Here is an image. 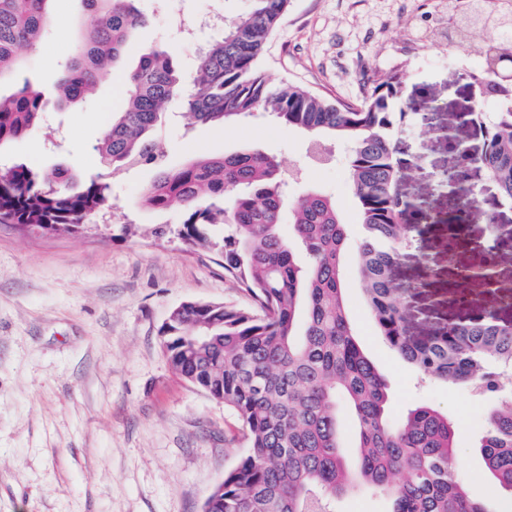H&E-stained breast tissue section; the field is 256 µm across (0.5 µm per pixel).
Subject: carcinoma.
I'll use <instances>...</instances> for the list:
<instances>
[{
	"instance_id": "1",
	"label": "carcinoma",
	"mask_w": 512,
	"mask_h": 512,
	"mask_svg": "<svg viewBox=\"0 0 512 512\" xmlns=\"http://www.w3.org/2000/svg\"><path fill=\"white\" fill-rule=\"evenodd\" d=\"M52 0H0V83L23 66L17 50L41 37ZM89 12L77 55L57 84L71 103L92 90L107 62L119 63L145 19L133 0H84ZM290 0H250L247 13L224 24L221 39L204 46L192 78L166 50L142 56L128 73L125 102L99 143L115 169L151 166L157 178L139 204L174 209L181 234L216 251L251 297L248 307L185 304L164 326L172 369L231 406L248 448L208 495L203 512H336V498L362 487L389 500V512H489L470 498L456 475L454 426L430 407L411 410L398 425L386 412L388 388L350 326L343 296L346 225L318 192L297 197L291 210L296 242L280 231L284 181L275 157L244 148L200 156L178 169L162 167L157 134L165 106L184 102L197 123L224 124L261 111L294 128L347 141L353 195L362 215L359 250L363 289L381 336L424 375L487 393L506 390L512 370V324L491 309L433 330L415 332L393 271L412 226L430 204L411 210L399 185L418 169L404 160L395 136L411 118L393 111L400 81L388 76L357 107L333 103L288 82L273 86L258 63ZM474 82L502 100L485 130L480 156L448 140L457 176L454 219L486 222L472 189L477 164L512 201V81L490 65ZM43 92L29 81L0 95V146L22 138L44 111ZM112 184L80 182L66 169L26 164L0 168V222L69 230L108 207ZM355 416L358 464L340 445V405ZM479 448L487 471L512 490V394L487 415Z\"/></svg>"
}]
</instances>
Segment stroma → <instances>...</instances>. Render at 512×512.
<instances>
[{"label": "stroma", "instance_id": "35a3bbf8", "mask_svg": "<svg viewBox=\"0 0 512 512\" xmlns=\"http://www.w3.org/2000/svg\"><path fill=\"white\" fill-rule=\"evenodd\" d=\"M148 18L127 53L128 65L154 49L172 53L192 72L201 48L219 38L202 28L180 40L157 0H135ZM54 17L38 42L22 48L24 68L0 82V92L30 81L52 90L88 21L84 0H53ZM485 66L480 42L448 36V0H291L260 63L272 84L288 81L322 97L359 104L384 76L402 84L396 106L411 119L398 138L406 156H424L402 186L422 196L448 168V135L473 155L485 142L483 124H455L458 112L494 98L474 86ZM125 89L106 70L76 102L48 100L41 122L20 141L0 147V166L61 167L79 180H111L109 207L79 233L45 232L0 223V512H203L204 502L246 451L235 411L170 366L161 329L187 302L248 306L249 295L225 274L216 254L176 235L174 210L140 208L152 167L113 170L98 145L122 104ZM158 134L166 164L243 147L277 158L289 196L315 191L336 204L348 239L343 253L348 315L365 353L388 383V417L402 421L426 406L456 428V473L470 496L492 512H512V491L485 471L479 439L495 396L421 375L381 336L361 289L358 263L362 219L351 190L347 143L312 136L264 112L223 126L185 130L182 105ZM480 209L502 235H512V202L483 170L472 172ZM437 217L402 250L394 271L416 329L432 330L495 308L512 321V293L476 296L461 306L457 267L478 261L481 224L466 225L449 242L443 223L452 211L436 192ZM154 224L172 232L149 234Z\"/></svg>", "mask_w": 512, "mask_h": 512}]
</instances>
